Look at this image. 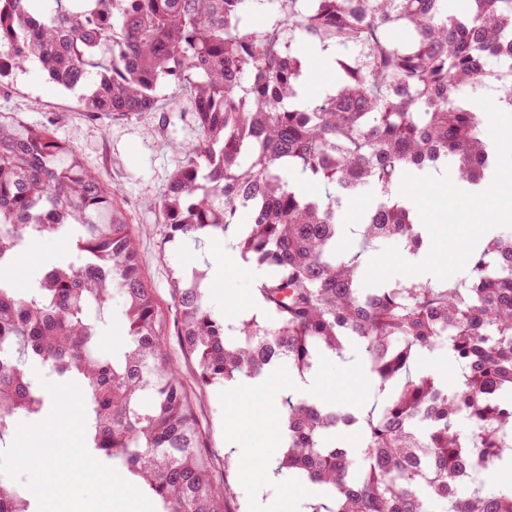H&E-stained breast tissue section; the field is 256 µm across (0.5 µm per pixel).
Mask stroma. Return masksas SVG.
I'll use <instances>...</instances> for the list:
<instances>
[{
    "mask_svg": "<svg viewBox=\"0 0 512 512\" xmlns=\"http://www.w3.org/2000/svg\"><path fill=\"white\" fill-rule=\"evenodd\" d=\"M0 111L16 113L28 123L46 119L56 122L60 139L71 145L84 166L108 183L120 188L121 203L137 231L138 248L143 260L146 283L157 297L164 320L167 353L177 367L199 422L203 446L212 454L217 482L228 484L229 512H263L265 502L280 498L285 483L271 481L259 484L258 477L266 466L254 461L250 472L237 464L239 449L225 434V421L230 413L247 417L248 440L264 438L276 430L277 422L269 415V404L290 394L288 377L292 370L281 365L268 376L262 392L235 396L225 388H203L197 383L196 362L181 348L178 336L179 313L171 295V280L189 269H213L219 252L235 256L232 245L220 240L198 246L187 239L168 241L169 228L159 220L158 204L166 192L170 174L178 167L183 143L194 139L188 119L176 114L137 112L125 117L93 119L83 112L77 94L62 91L49 82L37 64L16 72L6 87L0 88ZM414 187L430 198L426 213L434 224L436 241L433 248L411 254L396 241L383 242L378 251L368 253L377 280L390 284L415 277L422 265L437 266L442 276L457 279L465 274L461 260H440L444 248L466 249L470 245L469 223L482 225L485 237L500 232L512 233V220L491 217L490 207L481 190L449 179V193H441L433 185V171H414ZM456 206L458 223H448L445 212ZM264 272L253 264L229 267L224 272V296L213 299L215 312H223L234 303H251L255 288ZM365 358L355 344L346 345L343 354L320 359L316 373L323 392L335 395L337 403L354 402L370 408L378 398L379 385L363 374Z\"/></svg>",
    "mask_w": 512,
    "mask_h": 512,
    "instance_id": "1",
    "label": "stroma"
}]
</instances>
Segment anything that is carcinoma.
<instances>
[{
	"mask_svg": "<svg viewBox=\"0 0 512 512\" xmlns=\"http://www.w3.org/2000/svg\"><path fill=\"white\" fill-rule=\"evenodd\" d=\"M467 2L457 13L446 0H0V80L36 61L57 85L81 89L92 117L191 103L197 137L161 202L169 237L234 238L265 271L267 312L228 341L206 274L173 279L200 385L261 378L284 361L302 375L354 341L389 390L360 418L283 399L278 470L324 489L316 512H431L434 501L445 512H512V465L499 466L512 455V236L468 248V275L442 288L381 285L361 261L388 239L422 248L409 210L391 202L407 169L449 162L480 186L495 166L485 118L461 92L493 83L512 105V0ZM256 12L264 25H251ZM298 43L335 48L332 92L304 99ZM164 83L175 87L165 100ZM292 175L322 193H303ZM370 186L383 200L365 215L362 250L344 251L343 214ZM46 236L68 239L71 254L33 266L18 287L19 257ZM114 296L127 337L106 352ZM437 349L461 369L450 383L417 370ZM31 359L80 387L90 454L137 477L157 512H228L117 192L53 120L0 111V444L20 419L48 413ZM460 417L475 430H460ZM505 473L508 487L484 491L480 477L498 484ZM467 480L476 487L462 495ZM0 512L36 510L0 481Z\"/></svg>",
	"mask_w": 512,
	"mask_h": 512,
	"instance_id": "cac0c4a2",
	"label": "carcinoma"
}]
</instances>
